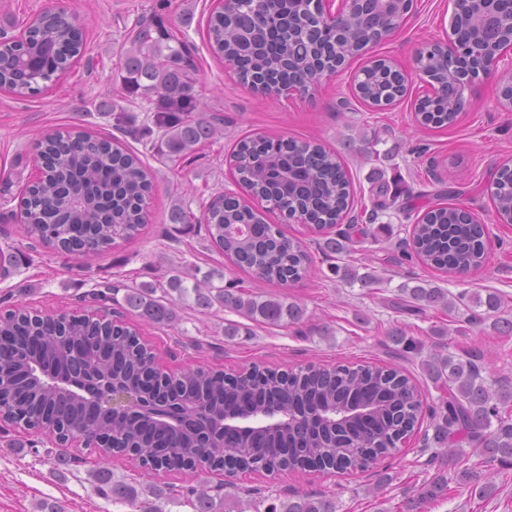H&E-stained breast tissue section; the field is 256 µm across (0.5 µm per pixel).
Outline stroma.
<instances>
[{
    "instance_id": "obj_1",
    "label": "stroma",
    "mask_w": 512,
    "mask_h": 512,
    "mask_svg": "<svg viewBox=\"0 0 512 512\" xmlns=\"http://www.w3.org/2000/svg\"><path fill=\"white\" fill-rule=\"evenodd\" d=\"M51 7L67 9L83 24L84 50L66 76L38 95L0 90V249L18 258L8 272L0 271V299L6 304L38 311L104 310L137 325L155 347L159 366L170 373L187 365L234 373L256 363L282 370L311 362L397 364L414 379L423 398L434 401L437 392L421 369L423 354L399 357L392 339L398 332L428 348L441 344L447 352L474 355L489 380L512 387V335L501 334L493 318L471 324L463 307L410 314L392 306L403 286L427 284L443 289L452 300L462 293L498 295L501 316L512 318V224L499 223L487 193L498 170L512 165V111L504 107L497 78L481 82L471 107L454 126L420 127L409 102L379 111L357 98L352 91L360 67L356 61L307 94L293 91L270 98L255 93L209 50L212 0H0V29L16 34ZM153 14L185 40L196 67L191 93L201 115L215 118L220 128L187 158L170 154L160 134L139 141L115 121L120 111L146 121L157 99L125 83L122 68L129 31ZM451 14V0H415L399 32L376 45L375 54L413 70L417 49L445 38ZM73 126L118 139L154 173L149 219L138 237L116 240L89 263L23 237L19 224L21 197L35 175L37 139ZM254 135L315 139L340 153L353 176L359 214L371 209L370 190L381 180L419 195L423 207L437 192L459 191L463 205L491 236L487 264L455 277L423 266L410 256L414 217L390 209L377 215V223L385 227L378 240H364L339 257L323 254L317 236L305 225L270 215V222L282 225L288 237L307 249L310 265L298 282L285 287L237 268L207 241L203 225L170 223L169 213L181 201L198 214L211 195L238 192L229 156L237 140ZM337 264L358 275L373 274L377 281H345L332 271ZM180 271L190 285L220 287L231 281L263 296L297 302L305 318L296 325H270L217 304H181L174 322L159 324L142 320L125 305L124 289L159 287ZM423 437L416 432L408 447L365 471L283 472L274 477L214 472L206 479L223 485L225 512H245L247 492L254 487L276 496L299 492L327 497L335 500L336 512H406L407 503L436 472L459 473L480 462L466 454L426 466ZM105 467L142 494L152 484L176 490L190 484L178 472L147 478L127 461L102 460L94 449H62L24 432L0 429V512H49L53 506L60 512H135L100 495L95 475ZM489 479L496 490L488 498L471 496L459 481L447 496L422 503L417 512H512V468H492Z\"/></svg>"
}]
</instances>
